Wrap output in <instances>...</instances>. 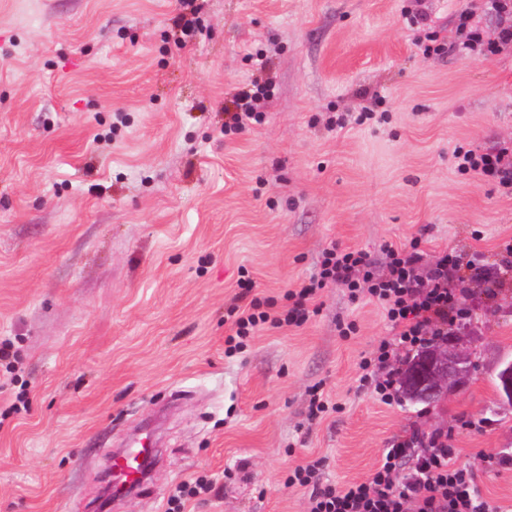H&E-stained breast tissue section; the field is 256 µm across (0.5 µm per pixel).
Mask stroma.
Segmentation results:
<instances>
[{"mask_svg":"<svg viewBox=\"0 0 512 512\" xmlns=\"http://www.w3.org/2000/svg\"><path fill=\"white\" fill-rule=\"evenodd\" d=\"M466 0H0V512H309L295 467L365 481L384 448L450 434L468 463L512 451L498 363L512 359V280L461 299L476 367L432 405L359 389L391 328L344 288L300 327L227 356L241 271L282 298L329 244L368 253L421 237L493 262L512 197L459 175L455 145L512 141V44L424 55ZM195 15L183 38L176 13ZM261 53L263 65L252 61ZM269 85L262 125L230 131L237 91ZM381 96L383 121L330 129ZM354 322L342 337L340 324ZM321 385L339 412L309 422ZM26 390L28 406L13 405ZM157 428L149 478L111 499L115 452ZM212 491V483L205 477H197L193 482H184L177 487L176 493L167 499L165 512H185L186 500L208 494Z\"/></svg>","mask_w":512,"mask_h":512,"instance_id":"1","label":"stroma"}]
</instances>
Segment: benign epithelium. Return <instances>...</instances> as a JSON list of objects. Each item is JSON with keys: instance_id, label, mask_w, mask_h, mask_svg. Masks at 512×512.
<instances>
[{"instance_id": "obj_1", "label": "benign epithelium", "mask_w": 512, "mask_h": 512, "mask_svg": "<svg viewBox=\"0 0 512 512\" xmlns=\"http://www.w3.org/2000/svg\"><path fill=\"white\" fill-rule=\"evenodd\" d=\"M465 337L464 332L449 336L444 344L425 351L405 374V388L414 401L431 404L466 386L474 360L465 348ZM498 375L505 382L498 401L512 406V361L499 362Z\"/></svg>"}]
</instances>
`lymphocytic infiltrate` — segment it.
I'll return each instance as SVG.
<instances>
[{"label": "lymphocytic infiltrate", "instance_id": "obj_1", "mask_svg": "<svg viewBox=\"0 0 512 512\" xmlns=\"http://www.w3.org/2000/svg\"><path fill=\"white\" fill-rule=\"evenodd\" d=\"M457 18L462 39L454 50L460 55L488 57L500 46L512 44V25L490 35L475 23L473 8L461 9ZM452 158L457 173L480 176L501 194L512 196V143L486 150L459 144ZM420 245L417 237L401 246L384 245L387 262L382 270L364 251L326 247L308 283L288 290L282 306L253 294L249 277H241L240 295L247 303H234L227 309L232 321V332L225 339L227 353L242 350L260 329L302 326L314 314L310 303L317 291L336 284L345 288L351 299L365 298L384 310L393 335L380 340L371 356L363 358L359 386L372 389L382 403L392 404L394 378L377 379V372L392 361L429 347L447 336L449 326L468 319L469 311L461 303L455 284L481 283L486 299L491 301L503 286L501 272L512 271L511 244L505 245L500 261L490 265L475 259L463 261L460 254L448 250L429 261ZM419 441L416 434L394 440L363 482L339 486L322 481L324 462L320 459L297 467L288 482L309 488V512H507L478 493L476 471L486 464L512 471V452L481 453L475 461L460 464L446 434H435L426 450L412 455Z\"/></svg>", "mask_w": 512, "mask_h": 512}]
</instances>
